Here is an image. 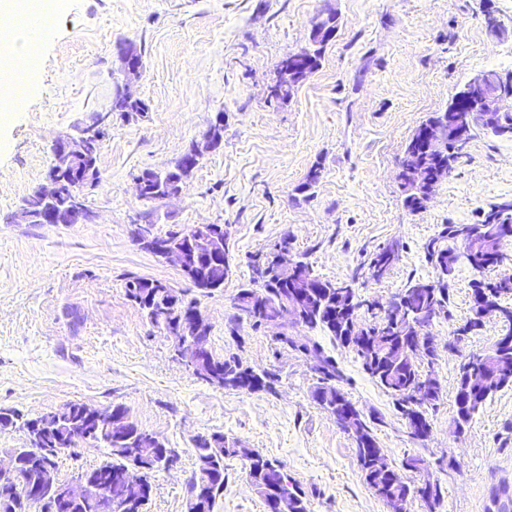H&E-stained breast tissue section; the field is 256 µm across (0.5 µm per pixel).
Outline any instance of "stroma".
Wrapping results in <instances>:
<instances>
[{"instance_id":"35a3bbf8","label":"stroma","mask_w":512,"mask_h":512,"mask_svg":"<svg viewBox=\"0 0 512 512\" xmlns=\"http://www.w3.org/2000/svg\"><path fill=\"white\" fill-rule=\"evenodd\" d=\"M337 14L321 65L286 103L267 87L286 55L307 47L312 19ZM503 26L492 35L487 16ZM130 41L143 68L131 83L147 112L109 113L116 55ZM36 72L17 109L0 123V407L33 418L68 402L127 406L143 428L164 438L177 464L156 471L146 512H185L194 469L193 439L215 431L281 464L305 491L310 512H387L364 482L356 443L311 391L317 375L269 329L234 321L233 299L252 256L287 241L326 280L358 279L365 297L385 301L413 278H434L424 246L448 224H476L512 203V138L476 132L466 155L437 185L425 209L403 204L397 174L406 143L444 111L475 72L512 71V0H65L42 38ZM109 114L99 170L86 192L91 221L18 224L14 215L41 185L53 139ZM224 117L220 149L206 155L180 199L138 198L133 178L170 168ZM318 183L303 190L309 171ZM164 232L226 224L233 273L199 297L213 352L237 355L274 374V391L221 390L198 381L173 354V342L125 295L144 276L187 291L175 267L142 249L137 225ZM400 259L382 281L369 263L383 246ZM472 274L448 278V315L429 329L432 369L442 397L432 430L409 436L392 398L357 356L320 342L348 379L390 462L420 456L442 493L438 512H496L492 487H512V387L488 400L455 435L456 369L500 334L497 321L467 337L457 353L449 334L469 313ZM456 469H449V459ZM214 512H265L240 463H233Z\"/></svg>"}]
</instances>
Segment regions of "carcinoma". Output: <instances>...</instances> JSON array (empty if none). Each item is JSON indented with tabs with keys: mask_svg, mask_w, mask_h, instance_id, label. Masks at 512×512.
Instances as JSON below:
<instances>
[{
	"mask_svg": "<svg viewBox=\"0 0 512 512\" xmlns=\"http://www.w3.org/2000/svg\"><path fill=\"white\" fill-rule=\"evenodd\" d=\"M112 111L126 115L130 112H146L148 106L141 100L125 96L120 86L112 91ZM421 131H416L405 146L403 160H413L420 168V181H400L405 207L417 212L425 207L435 185L449 175L463 147L448 142L445 154L427 151L420 140ZM76 181L62 182L55 195L54 206L60 211L68 210ZM512 226V204L499 205L492 209L478 224H448L438 236L426 243V257L438 271L435 280L417 279L408 282L399 297L405 300L409 314L391 316L373 313L370 318L356 317L359 327L353 330L344 321L343 299L338 297L342 283L321 279L309 263L295 260L294 266L264 267V256L251 259L248 283L241 285L234 298L237 315L234 319L246 318L254 328L265 326L266 320L288 306L295 294H303L307 310V328L318 331L352 351L360 360L363 370L394 400V406L409 434L417 439L427 437L431 424L427 418L428 407L435 406L442 396V386L436 385L428 401H415L413 392L424 383L426 372L422 364L432 363L436 348L424 343L429 338L427 327L437 315L445 312L450 304V293L445 277L453 273L456 265H466L474 275L471 285V305L465 320L453 330V334L468 325H473L469 335L482 332L485 322L480 311L484 308L496 310L502 333L485 350L471 354L458 366L455 415L453 425L464 432L483 406L497 392L512 387V277L490 278L487 273L497 266L504 256V246L512 238L502 232L503 225ZM207 225L194 224L178 232L168 230L164 235L185 248L188 252L187 269L181 275L192 284L198 294L208 296L224 287L231 271L224 259L197 261L193 240L204 234ZM398 243L379 249L370 261V268L390 272L399 261ZM126 295L150 323L170 318L173 310L197 311L198 301L186 294L155 280L143 276H132L125 283ZM284 348L321 358L324 370L317 375L312 399L336 418L345 431L352 432L356 443V456L364 480L372 493L387 502L396 499L405 503L418 498L429 505L440 503V485L426 475L414 484L404 474L405 465L419 462L420 458L408 456L401 465L388 462L387 455L375 435V425L380 418L365 415L348 397L343 388L344 374L335 359L326 354L321 343L312 338L303 341L296 336L284 334L277 337ZM211 367L224 380V389L252 392L271 390L274 378L267 372H258L231 355L226 357L211 353ZM35 423L20 412L0 408V430H22ZM75 433L69 424H60L43 435L39 447L67 448ZM195 469L188 480V497L185 512H196L194 492L205 491V499L215 504L224 490V481L229 463L241 458L245 449L239 443L228 440L221 432L203 434L193 441ZM100 447L106 449V458L90 469L95 480L102 486L105 497L119 503L149 501L153 484L147 489L128 486L123 473L133 466L150 448H163L165 443L154 432L142 427L122 440L104 437ZM257 462L247 472L256 494L262 499L266 512H280L277 501L288 499V512H309L305 493L275 461L256 453ZM41 459L22 458L21 474L26 483H35L40 478ZM0 512H26V506L11 488L0 487Z\"/></svg>",
	"mask_w": 512,
	"mask_h": 512,
	"instance_id": "obj_1",
	"label": "carcinoma"
}]
</instances>
